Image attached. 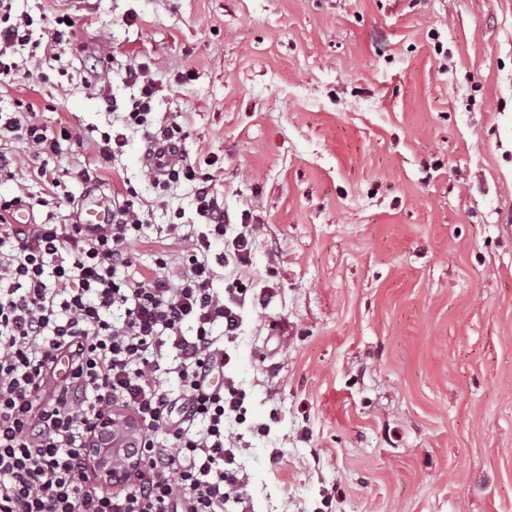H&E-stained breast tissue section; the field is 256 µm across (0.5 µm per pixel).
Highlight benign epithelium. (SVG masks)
Returning <instances> with one entry per match:
<instances>
[{"label": "benign epithelium", "mask_w": 512, "mask_h": 512, "mask_svg": "<svg viewBox=\"0 0 512 512\" xmlns=\"http://www.w3.org/2000/svg\"><path fill=\"white\" fill-rule=\"evenodd\" d=\"M141 441V426L132 413L116 410L98 419L89 447L95 449L94 464L104 482L119 486L141 465L142 456L136 452Z\"/></svg>", "instance_id": "obj_1"}]
</instances>
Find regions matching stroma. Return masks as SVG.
<instances>
[{
    "label": "stroma",
    "mask_w": 512,
    "mask_h": 512,
    "mask_svg": "<svg viewBox=\"0 0 512 512\" xmlns=\"http://www.w3.org/2000/svg\"><path fill=\"white\" fill-rule=\"evenodd\" d=\"M68 16L61 59L0 85L51 133L57 223L86 198H129L148 222L135 270L169 224L197 221L195 184L160 190L119 119L155 80L156 124L248 215L247 291L225 378L244 504L229 512H512V0H16ZM107 66L103 103L86 73ZM125 144L101 165L103 133ZM0 195L40 197L24 140ZM88 178H80V171Z\"/></svg>",
    "instance_id": "1"
}]
</instances>
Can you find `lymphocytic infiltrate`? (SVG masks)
I'll list each match as a JSON object with an SVG mask.
<instances>
[{"label":"lymphocytic infiltrate","mask_w":512,"mask_h":512,"mask_svg":"<svg viewBox=\"0 0 512 512\" xmlns=\"http://www.w3.org/2000/svg\"><path fill=\"white\" fill-rule=\"evenodd\" d=\"M32 24L26 15L0 27V84L19 73L9 60L16 47H29L34 61L49 52L61 57L68 45L69 31L48 26L36 40ZM126 77L140 95L125 125L177 141V125L152 119L153 79L132 66ZM33 112L30 103L0 111V143L25 140L40 161L38 177L54 189L60 180L48 162L63 157L73 134L47 133ZM170 178L197 181L205 226L196 234L169 225L168 237L183 245L175 286L162 257L154 270L129 275L130 247L146 226L133 202L114 209L108 234L91 237L79 224L49 218L13 223L14 207L28 197H0V238L10 241L0 252V512H224L229 496L244 499L224 446V422L240 400L236 388L213 383L225 353L212 329L236 335L245 300L213 287L209 237L224 233V209L209 191L213 174L186 164ZM116 309L118 323L107 318ZM171 374L179 380L175 397L162 387ZM118 409L142 426L143 464L110 489L97 480L88 441L97 419Z\"/></svg>","instance_id":"lymphocytic-infiltrate-1"}]
</instances>
